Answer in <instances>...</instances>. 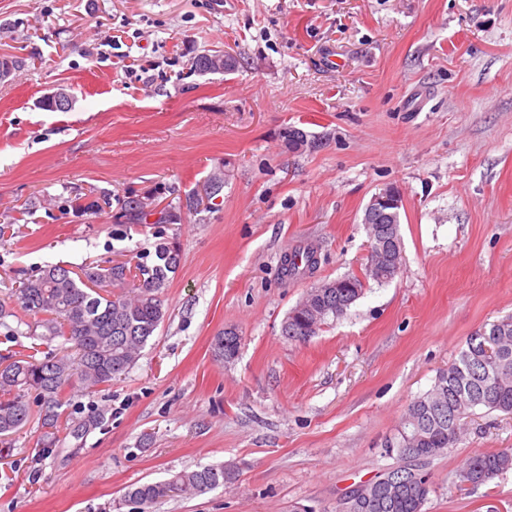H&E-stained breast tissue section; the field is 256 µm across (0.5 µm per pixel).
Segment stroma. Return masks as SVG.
Here are the masks:
<instances>
[{
	"label": "stroma",
	"mask_w": 512,
	"mask_h": 512,
	"mask_svg": "<svg viewBox=\"0 0 512 512\" xmlns=\"http://www.w3.org/2000/svg\"><path fill=\"white\" fill-rule=\"evenodd\" d=\"M224 52L234 71L193 70ZM3 57L0 299L47 264L149 262L161 243L180 264L137 363L66 389L52 446L34 419L14 435L0 512H138L129 488L220 464L231 481L151 512H335L394 464L384 445L438 370L512 316V0H0ZM60 88L72 107L42 109ZM217 169L214 209L125 220L126 200L178 202ZM389 187L398 275L307 340L282 336L307 290L364 275V209ZM303 248L316 268L283 278ZM501 448L512 416L468 418L426 467L425 512H512V470L459 477ZM241 338L235 330L231 329L215 336L212 342V350L215 357L229 361L235 358L239 352Z\"/></svg>",
	"instance_id": "1"
}]
</instances>
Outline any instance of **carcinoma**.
I'll use <instances>...</instances> for the list:
<instances>
[{
	"label": "carcinoma",
	"mask_w": 512,
	"mask_h": 512,
	"mask_svg": "<svg viewBox=\"0 0 512 512\" xmlns=\"http://www.w3.org/2000/svg\"><path fill=\"white\" fill-rule=\"evenodd\" d=\"M218 192L193 191L173 209H163L167 220L172 210L198 214L208 208ZM400 215L383 216L366 225L369 240L395 236L403 245ZM156 262L136 265V273L124 262L107 266L86 264L80 272L52 264L29 275L11 289L13 304L0 300V325L20 309L32 317L27 335L36 339L29 354L10 348L0 351V447L11 446L9 438L31 417L29 393L36 392L43 440L52 444L62 426L61 412L66 387L77 383L84 389L108 385L127 372L139 359L147 341L164 321L166 311L161 289L179 264L178 251L166 244L155 251ZM313 250L284 254L280 272L285 278L313 270ZM352 287L333 288L327 281L316 286L289 312L282 335L302 341L314 335L327 318L346 313L365 290L357 276ZM61 338L70 351L60 355L41 352L40 342ZM498 347L495 361H488L484 343ZM241 338L235 330L214 337L215 357L229 361L239 352ZM478 410L512 415V317L483 327L469 338L446 368L438 371L432 387L408 407L398 436L386 445L387 453L403 458L412 451L414 460L403 463L402 477L387 483V474L368 483L364 496L339 502L336 512H422L431 490L424 466L456 446L464 421ZM512 469V448L471 457L462 469L463 481L479 485ZM229 471L206 466L182 471L170 478L141 484L125 497L150 512L156 502L179 491L202 492L224 485Z\"/></svg>",
	"instance_id": "cac0c4a2"
}]
</instances>
